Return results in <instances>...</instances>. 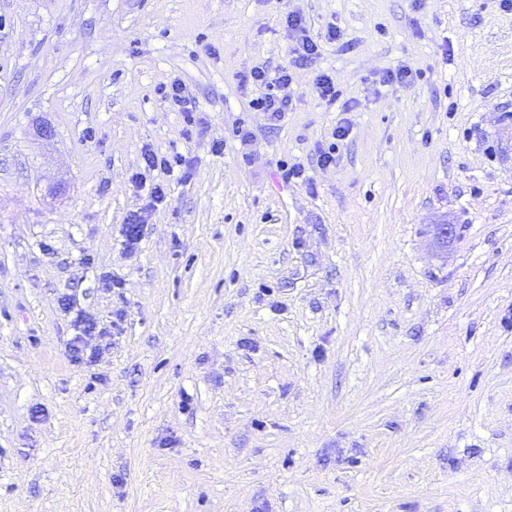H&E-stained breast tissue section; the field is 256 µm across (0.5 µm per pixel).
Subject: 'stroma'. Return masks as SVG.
<instances>
[{"label": "stroma", "mask_w": 512, "mask_h": 512, "mask_svg": "<svg viewBox=\"0 0 512 512\" xmlns=\"http://www.w3.org/2000/svg\"><path fill=\"white\" fill-rule=\"evenodd\" d=\"M287 10L341 39L273 127L240 77ZM147 146L197 166L156 203ZM65 294L119 323L95 366ZM0 512H512V6L0 0ZM159 92L163 101L178 112H181L183 122L186 125L182 135L186 140L191 139L193 130L189 127L201 125L202 120L201 118L197 119L194 115L197 110L192 100L186 96L182 80L176 77L170 78L168 81L160 84Z\"/></svg>", "instance_id": "35a3bbf8"}]
</instances>
